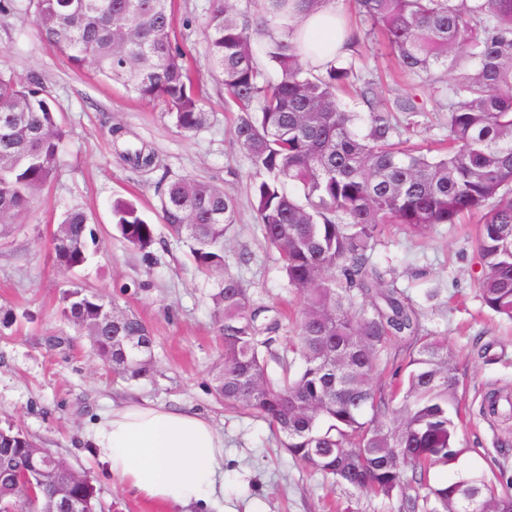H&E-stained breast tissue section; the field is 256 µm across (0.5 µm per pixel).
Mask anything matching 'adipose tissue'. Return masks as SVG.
I'll use <instances>...</instances> for the list:
<instances>
[{
	"label": "adipose tissue",
	"instance_id": "ef3b65f1",
	"mask_svg": "<svg viewBox=\"0 0 512 512\" xmlns=\"http://www.w3.org/2000/svg\"><path fill=\"white\" fill-rule=\"evenodd\" d=\"M299 30L319 47L313 64L343 49L333 8L301 16ZM92 446L113 477L178 512L224 491V437L198 414L142 404L115 407L101 415Z\"/></svg>",
	"mask_w": 512,
	"mask_h": 512
}]
</instances>
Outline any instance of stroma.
Listing matches in <instances>:
<instances>
[{"label":"stroma","instance_id":"stroma-1","mask_svg":"<svg viewBox=\"0 0 512 512\" xmlns=\"http://www.w3.org/2000/svg\"><path fill=\"white\" fill-rule=\"evenodd\" d=\"M0 13V70L26 82L37 78L52 97L69 133L53 182L34 201L21 227L0 239V429L19 430L86 473L104 512H171L145 500L112 477L90 448L102 412L128 401L192 411L224 437V495L208 512H332L336 503L352 512H392L379 499L358 498L280 447L271 425L252 412L218 401L213 373L219 362L212 279L199 273L187 243L158 227L157 259L147 263L112 227L114 199L137 200L145 217L158 219L160 176L190 175L221 187L239 201L226 262L249 286L254 306L294 311L303 302L289 288L275 253L266 251L249 202V162L232 142L236 108L208 60L205 27L210 0H174L176 37L187 52L194 83L209 112L194 133L178 130L163 103L140 101L122 86L90 70L74 69L46 45L23 9ZM364 72L380 98L413 94L431 102L445 93L453 74L441 79L404 78L377 45H362ZM121 128V138L110 131ZM154 152L165 173L135 171L126 148ZM84 209L99 244L84 269H58L51 236L70 208ZM471 223L438 224L420 234L392 225L381 231L373 259L423 311L428 329L443 334L458 360L464 410L458 439L465 452L457 468L436 467L431 484L464 470L512 480V421L484 418V394L512 395V321L485 308L480 298L484 268ZM248 250V264L238 262ZM94 289L136 312L155 341L150 377H115L61 315V297L71 284Z\"/></svg>","mask_w":512,"mask_h":512}]
</instances>
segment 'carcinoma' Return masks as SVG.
<instances>
[{
    "label": "carcinoma",
    "mask_w": 512,
    "mask_h": 512,
    "mask_svg": "<svg viewBox=\"0 0 512 512\" xmlns=\"http://www.w3.org/2000/svg\"><path fill=\"white\" fill-rule=\"evenodd\" d=\"M330 2L213 0L206 20L210 65L238 106L233 140L250 163L259 230L280 255L288 285L303 292L288 339L297 369L274 382L262 349L272 345L268 333L278 321L258 323L263 310L225 269L237 200L192 176L161 181L160 222L189 243L198 271L218 277L212 300L224 344L214 392L267 420L290 456L352 494L395 501L398 512H512V487L481 476L429 484L431 468L463 453L456 359L447 338L425 327L421 310L373 261L386 224L422 233L473 216L483 305L512 320V0H350L369 26L347 33L350 51L377 32L406 74L458 73L447 103H438L448 139L436 155L404 139L422 109L416 96L381 107L375 84L364 81L365 111L351 112L341 94L358 80L355 60L304 66L314 50L291 21ZM29 8L43 41L73 67L91 66L142 100L162 101L185 133L209 120L174 37L171 0H29ZM65 139L39 84L0 70V233L21 223L53 181ZM288 182L298 193L286 191ZM112 224L145 261H156V226L133 201L112 203ZM92 245L88 215L67 211L52 238L56 267L85 266ZM108 307L104 295L74 284L61 314L93 337L94 353L114 373L150 376L149 328L120 306L112 322L103 321ZM128 336L142 337L144 347L131 348ZM395 341L406 345L409 371L388 389L373 376ZM37 447L0 429V512H42L52 497L49 471L32 476L35 499L20 502L14 493V476ZM69 492L83 512H97L89 478Z\"/></svg>",
    "instance_id": "1"
}]
</instances>
